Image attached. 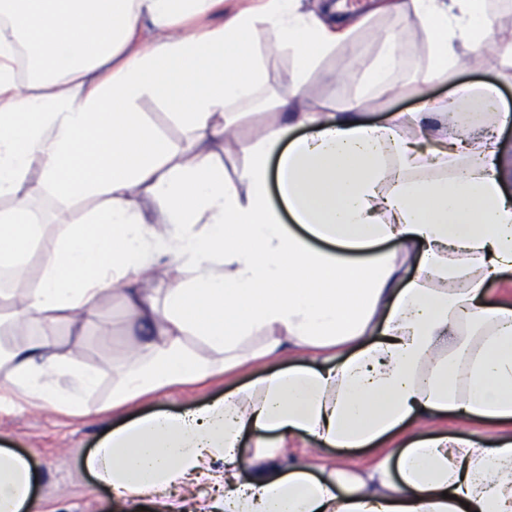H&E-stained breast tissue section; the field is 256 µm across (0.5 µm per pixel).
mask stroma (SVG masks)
Instances as JSON below:
<instances>
[{
	"mask_svg": "<svg viewBox=\"0 0 512 512\" xmlns=\"http://www.w3.org/2000/svg\"><path fill=\"white\" fill-rule=\"evenodd\" d=\"M389 0H348L340 14L346 19L368 18L351 48V58L363 68L374 58L380 35L399 30L408 45L407 57L391 77L392 91L366 101L365 117L379 124L395 112L415 111L423 100H438L457 91L465 84H488L495 88L499 109L512 113V69L501 70L498 57L512 48V6H500L492 0L496 13L495 27L501 38L487 51L484 67L473 69L462 65L449 73L447 81L425 83L427 68L426 36L419 28L414 13L388 14L382 7ZM347 57V58H350ZM347 58L327 57L311 74L301 110L322 111L347 99L352 82L341 80L340 73ZM263 120L258 112H250L238 126L236 139L218 149L216 158L227 172H234L246 158V149L253 142L255 127ZM104 319L99 330H84L77 326H60L57 339L64 347L74 348L81 359L101 372L99 387L89 401L90 415L73 416L34 404L20 403L0 411V448L11 449L26 457L40 473L33 494L39 512H111V495L83 468L87 453L122 416L109 409L112 365L121 363L131 342L127 334V314L119 296H105L98 303ZM280 361L271 360L252 368H244L208 381L180 386L132 405L130 415L158 411L178 412L194 408L221 396L242 384L281 369Z\"/></svg>",
	"mask_w": 512,
	"mask_h": 512,
	"instance_id": "obj_1",
	"label": "stroma"
}]
</instances>
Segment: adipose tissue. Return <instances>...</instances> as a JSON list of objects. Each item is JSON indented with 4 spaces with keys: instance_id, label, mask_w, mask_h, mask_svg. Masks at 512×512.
<instances>
[{
    "instance_id": "obj_1",
    "label": "adipose tissue",
    "mask_w": 512,
    "mask_h": 512,
    "mask_svg": "<svg viewBox=\"0 0 512 512\" xmlns=\"http://www.w3.org/2000/svg\"><path fill=\"white\" fill-rule=\"evenodd\" d=\"M224 2L0 0V273L40 269L36 287L0 290V334L30 331L0 354V404L87 414L99 372L54 331L93 325L116 292L134 341L111 369L112 408L297 358L203 407L106 434L84 467L116 512L172 489L192 492L193 512H512V303L485 290L512 270V199L494 148L472 135L512 114L451 98L367 122L363 101L389 91L404 60L394 30L353 98L301 111L310 73L357 25L300 0ZM409 4L427 34L428 81L464 60L483 66L486 0L393 9ZM272 53L294 59L291 90L227 176L214 148L259 97ZM146 97L172 106L184 142L139 111ZM297 127L306 136L285 141ZM38 195L100 204L51 234ZM446 414L496 425L495 444L432 435L365 468L281 460L298 432L348 451ZM254 431L272 438L245 448ZM39 478L0 448V512H33Z\"/></svg>"
}]
</instances>
